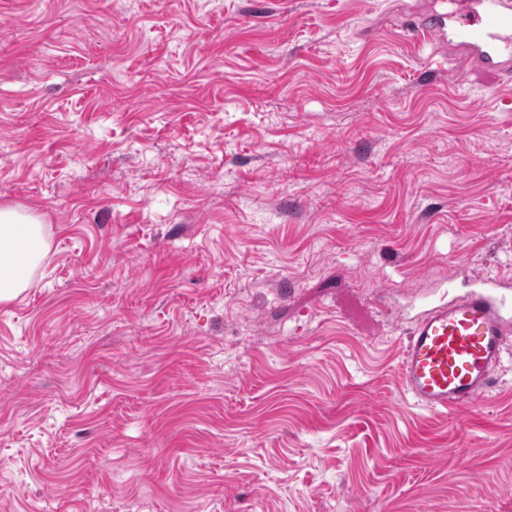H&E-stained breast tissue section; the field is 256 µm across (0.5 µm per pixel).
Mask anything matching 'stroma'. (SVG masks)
<instances>
[{"label": "stroma", "instance_id": "obj_1", "mask_svg": "<svg viewBox=\"0 0 512 512\" xmlns=\"http://www.w3.org/2000/svg\"><path fill=\"white\" fill-rule=\"evenodd\" d=\"M448 0H0V512H512V348L452 415L400 372L512 274V96ZM43 222L27 211L0 207V303L17 300L32 284L50 249Z\"/></svg>", "mask_w": 512, "mask_h": 512}]
</instances>
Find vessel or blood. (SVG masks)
I'll list each match as a JSON object with an SVG mask.
<instances>
[{"label": "vessel or blood", "mask_w": 512, "mask_h": 512, "mask_svg": "<svg viewBox=\"0 0 512 512\" xmlns=\"http://www.w3.org/2000/svg\"><path fill=\"white\" fill-rule=\"evenodd\" d=\"M467 67L512 73V0H459L431 24ZM512 342V275L476 276L412 319L401 359L402 384L417 405L451 415L489 392Z\"/></svg>", "instance_id": "1"}]
</instances>
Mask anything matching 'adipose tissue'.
I'll return each instance as SVG.
<instances>
[{"label": "adipose tissue", "instance_id": "obj_1", "mask_svg": "<svg viewBox=\"0 0 512 512\" xmlns=\"http://www.w3.org/2000/svg\"><path fill=\"white\" fill-rule=\"evenodd\" d=\"M50 243L39 217L0 207V303L17 300L32 284Z\"/></svg>", "mask_w": 512, "mask_h": 512}]
</instances>
